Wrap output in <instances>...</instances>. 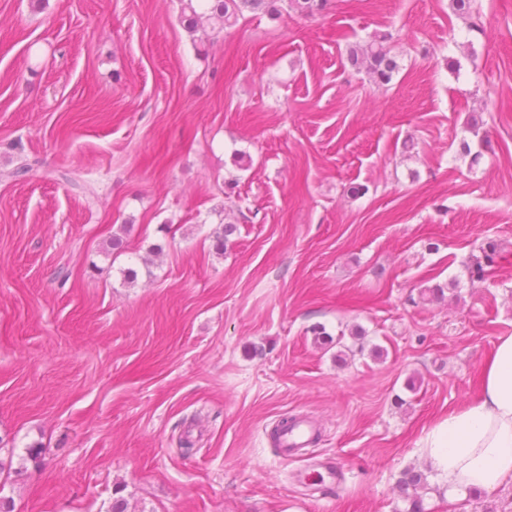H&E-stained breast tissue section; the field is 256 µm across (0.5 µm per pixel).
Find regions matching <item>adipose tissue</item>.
<instances>
[{
    "mask_svg": "<svg viewBox=\"0 0 512 512\" xmlns=\"http://www.w3.org/2000/svg\"><path fill=\"white\" fill-rule=\"evenodd\" d=\"M419 446L447 499L512 477V335L500 337L486 359L475 398L437 420Z\"/></svg>",
    "mask_w": 512,
    "mask_h": 512,
    "instance_id": "adipose-tissue-1",
    "label": "adipose tissue"
}]
</instances>
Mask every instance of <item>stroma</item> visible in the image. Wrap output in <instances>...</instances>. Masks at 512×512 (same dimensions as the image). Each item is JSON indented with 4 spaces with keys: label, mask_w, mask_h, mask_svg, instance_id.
<instances>
[{
    "label": "stroma",
    "mask_w": 512,
    "mask_h": 512,
    "mask_svg": "<svg viewBox=\"0 0 512 512\" xmlns=\"http://www.w3.org/2000/svg\"><path fill=\"white\" fill-rule=\"evenodd\" d=\"M477 4L196 42L179 0H0V512H407L409 469L425 512H512L417 446L512 334V0ZM383 34L378 85L347 51ZM316 430L305 418H295L277 436L280 453L286 458L303 456L314 441Z\"/></svg>",
    "instance_id": "1"
}]
</instances>
